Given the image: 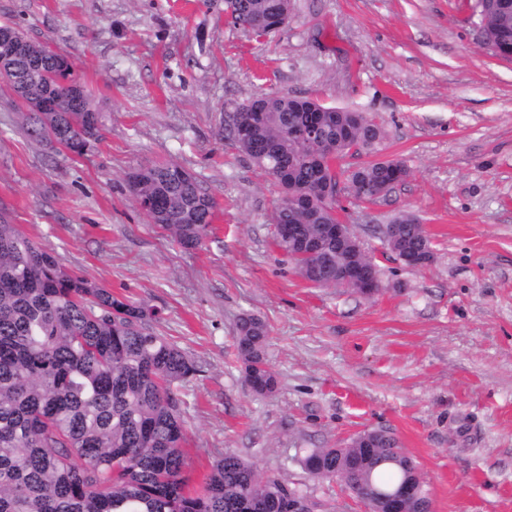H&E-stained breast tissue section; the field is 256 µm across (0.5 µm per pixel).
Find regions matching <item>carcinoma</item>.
Returning <instances> with one entry per match:
<instances>
[{
    "mask_svg": "<svg viewBox=\"0 0 512 512\" xmlns=\"http://www.w3.org/2000/svg\"><path fill=\"white\" fill-rule=\"evenodd\" d=\"M483 0L481 46L512 60V7ZM281 0H224L235 28L263 38L274 32ZM29 107L28 134L81 155L101 137L96 112L69 58L51 49L31 67L13 59ZM85 109L70 107L74 95ZM249 137L232 136L240 123ZM321 124L322 139L285 142V127ZM232 145L271 173L292 203L276 208L274 227L293 225L276 247L302 272L314 268L323 287L336 286V262L367 261L327 235L339 223L337 200L325 189L336 171L350 194L376 203L409 176L398 160H380L386 132L372 117L281 92L257 97L224 117ZM137 208L181 247L204 245L216 203L176 163L139 167L126 176ZM391 254L433 255L411 213L384 226ZM156 313L65 268L0 212V512H288V490L237 452L216 460L198 485L187 475L180 386L199 375L191 358L149 329ZM267 325L252 315L236 326L238 357L248 386L276 390L268 367ZM314 480L340 479L359 499L383 500L408 477L421 480L397 436L363 431L343 448H316L302 460Z\"/></svg>",
    "mask_w": 512,
    "mask_h": 512,
    "instance_id": "obj_1",
    "label": "carcinoma"
}]
</instances>
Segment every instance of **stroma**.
I'll list each match as a JSON object with an SVG mask.
<instances>
[{
	"instance_id": "stroma-1",
	"label": "stroma",
	"mask_w": 512,
	"mask_h": 512,
	"mask_svg": "<svg viewBox=\"0 0 512 512\" xmlns=\"http://www.w3.org/2000/svg\"><path fill=\"white\" fill-rule=\"evenodd\" d=\"M258 40L224 0H0V26L67 54L101 138L83 155L30 137L0 83V210L67 268L158 310L155 332L201 368L182 387L189 472L233 450L316 512H364L301 460L393 432L432 512H512V62L480 45L476 0H293ZM286 91L369 113L407 179L345 219L380 271L365 298L303 280L273 244L279 190L238 152L225 113ZM175 162L217 201L202 248L150 224L132 169ZM416 215L434 261L408 268L381 229ZM269 329L278 385L254 393L235 346Z\"/></svg>"
}]
</instances>
